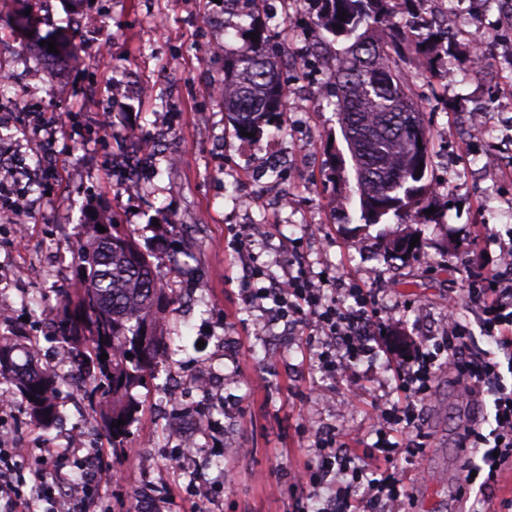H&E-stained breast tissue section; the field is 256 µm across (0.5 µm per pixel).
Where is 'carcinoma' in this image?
Wrapping results in <instances>:
<instances>
[{"label": "carcinoma", "instance_id": "obj_1", "mask_svg": "<svg viewBox=\"0 0 512 512\" xmlns=\"http://www.w3.org/2000/svg\"><path fill=\"white\" fill-rule=\"evenodd\" d=\"M399 1L411 2L321 0L317 19L334 38H354L344 52L327 58L326 67L337 85V115L356 175L360 219L368 226L389 214L400 220L418 214L433 194L424 112L413 108L394 61L405 26L394 21L387 33L379 30L385 18L397 15ZM340 12L346 20L338 19ZM251 32L256 39L247 37ZM235 37L239 47L224 56V112L235 135L244 130L258 137L264 127L277 126L289 88L258 17L236 29ZM104 228L75 241L77 299L60 293L52 329L81 374L112 393V409L102 420L120 438L133 421L131 390L167 353L161 320L170 297L134 236L117 224ZM37 351L27 336H0V380L15 387L34 419L49 425L59 416L56 375L38 365ZM104 353L108 359L102 361ZM119 419L126 424L113 427Z\"/></svg>", "mask_w": 512, "mask_h": 512}]
</instances>
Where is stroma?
I'll list each match as a JSON object with an SVG mask.
<instances>
[{"label": "stroma", "instance_id": "stroma-1", "mask_svg": "<svg viewBox=\"0 0 512 512\" xmlns=\"http://www.w3.org/2000/svg\"><path fill=\"white\" fill-rule=\"evenodd\" d=\"M24 10L36 21L29 35L11 21ZM200 13L219 18V25L198 27L193 17ZM88 14L99 17L98 29L78 28ZM262 18L270 34L288 31L289 49L304 46L324 60L328 34L315 13L292 8ZM494 18L493 5L476 0L468 24L449 32L457 59L451 70L426 67L412 54L397 59L427 115L430 178L440 179L451 146L459 151L447 186L432 197V212L367 226L353 170L331 169V150L346 144L328 105V77L285 67L291 93L279 128H266L255 141L234 135L223 99L213 93L224 81V58L209 46L219 39L225 53L233 52L236 26L250 21L245 12L222 0H0V40L13 42L16 57L42 74L36 87L0 92L1 109L25 110L23 120L0 127V148L22 147L19 177L36 181L25 202L27 239L16 241L11 225L0 224V273L24 264L43 268L41 279L0 287V298L14 309L0 334L18 329L37 337L40 351L67 354L38 325L54 319L59 290L76 282L74 237L104 217L133 232L174 298L163 325L169 356L160 373L145 375L133 389L137 409L120 445L98 413L108 395L97 394V410H75L73 399L92 391L87 381L74 391L59 382L60 416L47 427L13 397L11 418L26 445L64 449L69 431L92 427L102 450L96 496L112 512H149L156 500L167 501L169 512H310V500L293 482L314 463L312 434L334 427L374 443V408L397 401L395 381L381 352L359 364L358 383L323 378L306 330L250 308L242 276L256 264L290 261L313 280L369 290L377 323L422 336L427 320L444 324L453 317L468 327L474 348H488L468 282L473 271L502 270V251L512 245V132L499 125L500 115L512 116V61L500 43L485 38ZM48 37L55 51L44 47ZM477 49L484 54L478 72L467 63ZM142 82L152 85L151 96L111 92ZM477 106L489 115L478 134L463 123L464 112ZM103 109L119 119L113 132L100 128ZM273 146L305 155L302 166L276 180L283 198L276 210L266 203L269 175L254 169ZM132 176L141 184L135 195L124 190ZM248 226L262 233L242 253L231 242ZM413 236L417 251L387 258L390 240ZM189 288L199 295L193 308L185 303ZM203 364L223 367L224 393L206 407L208 424L196 449L201 466L189 470L173 455L183 417L160 416L157 406L168 375ZM434 391L421 416L425 447L403 465L425 477L410 484L401 510L476 512V500L458 497L466 460L459 429L485 410L447 374L437 375ZM191 484L208 488V496L186 503Z\"/></svg>", "mask_w": 512, "mask_h": 512}]
</instances>
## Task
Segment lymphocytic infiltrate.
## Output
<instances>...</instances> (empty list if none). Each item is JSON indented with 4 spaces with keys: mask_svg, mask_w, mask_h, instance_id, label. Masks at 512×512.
Instances as JSON below:
<instances>
[{
    "mask_svg": "<svg viewBox=\"0 0 512 512\" xmlns=\"http://www.w3.org/2000/svg\"><path fill=\"white\" fill-rule=\"evenodd\" d=\"M244 287L248 304L272 301L279 319L313 324L322 337L318 369L332 379L345 374L357 377V365L364 357L386 352L395 365L398 388L403 397L378 410L373 431L382 466L369 470L358 463L346 434L329 429L316 433L311 449L316 457L301 481L309 499L322 501L319 512H368L372 507L395 508L407 497L399 463L419 455L424 446L419 414L432 389L433 367L443 363L449 372L465 380L473 396L491 394L494 425L489 432L478 426L466 428L463 447L475 449L477 461L465 465L461 496L477 495L490 501L503 468L512 465V388L506 387L500 371L512 366V277L496 273H474L467 293L482 313V327L495 351L478 352L470 332L459 321H450L445 336L428 341L397 335L394 329L376 327L370 293L339 288L332 293L314 287L304 270L272 273L267 267L249 269ZM17 448H0V512H30L42 505V512H82L80 501L90 500L93 491L79 482H48V473H61L67 460L56 448L41 449L33 455L26 471H19ZM351 476L329 496L321 489L329 477ZM363 485L354 496L355 485Z\"/></svg>",
    "mask_w": 512,
    "mask_h": 512,
    "instance_id": "obj_1",
    "label": "lymphocytic infiltrate"
}]
</instances>
